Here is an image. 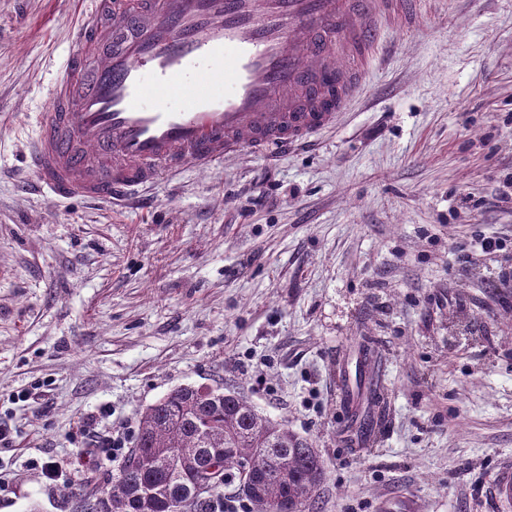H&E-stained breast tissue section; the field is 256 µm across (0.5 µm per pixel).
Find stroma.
I'll use <instances>...</instances> for the list:
<instances>
[{"label": "stroma", "instance_id": "stroma-1", "mask_svg": "<svg viewBox=\"0 0 512 512\" xmlns=\"http://www.w3.org/2000/svg\"><path fill=\"white\" fill-rule=\"evenodd\" d=\"M79 10L0 0V512H75L117 472L79 423L137 426L183 385L312 439L317 512H512V0H416L310 146L117 209L21 171Z\"/></svg>", "mask_w": 512, "mask_h": 512}]
</instances>
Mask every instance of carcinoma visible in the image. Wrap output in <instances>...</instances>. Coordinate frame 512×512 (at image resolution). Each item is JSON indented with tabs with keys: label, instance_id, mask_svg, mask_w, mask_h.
<instances>
[{
	"label": "carcinoma",
	"instance_id": "cac0c4a2",
	"mask_svg": "<svg viewBox=\"0 0 512 512\" xmlns=\"http://www.w3.org/2000/svg\"><path fill=\"white\" fill-rule=\"evenodd\" d=\"M224 461L219 484L205 496L191 479ZM251 464L254 489L242 495L250 512H312L325 471L313 442L260 412L237 391L180 386L139 418L135 444L112 485L83 495L87 512H215L224 489Z\"/></svg>",
	"mask_w": 512,
	"mask_h": 512
}]
</instances>
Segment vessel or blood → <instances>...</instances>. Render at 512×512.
Returning a JSON list of instances; mask_svg holds the SVG:
<instances>
[{"mask_svg":"<svg viewBox=\"0 0 512 512\" xmlns=\"http://www.w3.org/2000/svg\"><path fill=\"white\" fill-rule=\"evenodd\" d=\"M409 0H89L30 141L58 200L120 204L248 149L267 158L336 125ZM219 71V89L181 91Z\"/></svg>","mask_w":512,"mask_h":512,"instance_id":"vessel-or-blood-1","label":"vessel or blood"}]
</instances>
